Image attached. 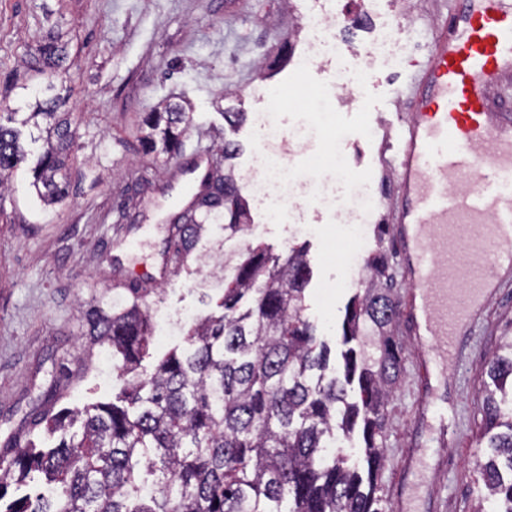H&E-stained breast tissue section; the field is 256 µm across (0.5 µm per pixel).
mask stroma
Returning <instances> with one entry per match:
<instances>
[{
    "mask_svg": "<svg viewBox=\"0 0 512 512\" xmlns=\"http://www.w3.org/2000/svg\"><path fill=\"white\" fill-rule=\"evenodd\" d=\"M377 2L376 24L394 31V57L375 60L370 82L349 103L332 95L317 98L326 72L298 77L296 62L308 37L302 15L314 0H0V99L17 107L33 102L47 77L37 70L32 35L62 26L75 60L63 77V109L78 129L65 204L38 201L27 163L13 172L0 197V446L26 435L42 448L58 443V435L36 423L49 390L65 394L70 408L116 396L120 384L104 368L112 351L86 338L83 313L102 293L125 296L119 278L138 274L144 301L168 322L165 338L152 340L144 368L183 347L194 320L219 313L224 262L242 255V237L208 224L192 253L175 258L166 250L170 218L181 210L172 185L196 152H209L213 166H223L214 146L224 141L240 147L236 172H248L258 143L254 113L312 130L293 156V184L308 182L320 168L328 191H335L327 157L331 147L339 148L350 184L372 190L374 225L364 252L385 255L397 296L408 301L412 286L397 270L389 232L398 182L386 157L400 119L411 115L408 63L427 56L448 0ZM171 96L189 101L193 122L182 155L158 162L143 154L139 128L143 112ZM229 112L247 118L232 124L225 118ZM144 170L150 173L146 186L137 181ZM121 211L127 228L117 235L112 225ZM250 212L261 228L251 243L275 255L307 247L312 277L306 314L330 343L331 363H340L345 308L366 275L365 267H345L352 249L348 225L338 222L330 204L308 197L281 219L255 206ZM128 240L138 243L129 254L123 251ZM164 264L168 278L151 279ZM407 325L402 316L394 327L402 371L387 407V461L379 484L398 505L413 480L410 462L431 436L422 413L439 395L457 408L458 423L439 450L429 477L432 492L420 512H474L482 484L475 461L483 368L496 344L512 336V287L489 301L465 364L447 385L427 376Z\"/></svg>",
    "mask_w": 512,
    "mask_h": 512,
    "instance_id": "1",
    "label": "stroma"
}]
</instances>
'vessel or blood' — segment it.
I'll return each mask as SVG.
<instances>
[{
  "label": "vessel or blood",
  "mask_w": 512,
  "mask_h": 512,
  "mask_svg": "<svg viewBox=\"0 0 512 512\" xmlns=\"http://www.w3.org/2000/svg\"><path fill=\"white\" fill-rule=\"evenodd\" d=\"M416 111L398 128L392 234L415 284L419 346L460 356L487 299L512 281V0H450L433 49L413 62ZM490 246L489 258L474 260Z\"/></svg>",
  "instance_id": "obj_1"
}]
</instances>
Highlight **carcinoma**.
Returning a JSON list of instances; mask_svg holds the SVG:
<instances>
[{"label":"carcinoma","instance_id":"carcinoma-1","mask_svg":"<svg viewBox=\"0 0 512 512\" xmlns=\"http://www.w3.org/2000/svg\"><path fill=\"white\" fill-rule=\"evenodd\" d=\"M63 37L57 27L36 41L40 70L51 77L75 64ZM54 90L48 81L23 118L0 101V188L32 154L28 144L41 140L31 186L46 206L70 195L77 134ZM192 121L179 103L143 113L144 154L178 156ZM30 124L45 135L27 143ZM237 151L224 143V173L194 208L204 221L174 225L176 253L191 252L204 223L222 221L232 233L248 226L231 164ZM308 281L303 250L274 256L250 248L224 281L223 312L188 332V351H171L149 371L141 362L152 313L140 289L124 301L101 297L86 315L89 338L112 346L120 392L81 409L57 410L63 397H52L38 423L61 439L47 451L28 442L0 463V502L32 471L45 474L53 495L13 500L0 512H392L378 471L402 356L391 336L399 302L385 260L373 259L348 309L340 376L327 374V346L305 314ZM486 373L495 389L482 392L487 444L477 460L483 494L475 512H512V339L492 352ZM353 383L357 403L348 401ZM338 429L348 440L361 432L365 470L330 448Z\"/></svg>","mask_w":512,"mask_h":512}]
</instances>
